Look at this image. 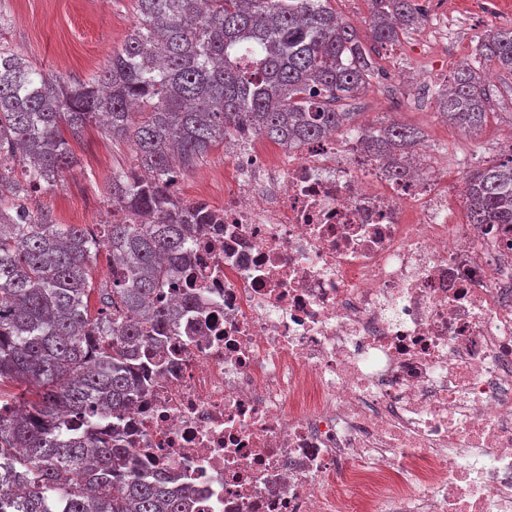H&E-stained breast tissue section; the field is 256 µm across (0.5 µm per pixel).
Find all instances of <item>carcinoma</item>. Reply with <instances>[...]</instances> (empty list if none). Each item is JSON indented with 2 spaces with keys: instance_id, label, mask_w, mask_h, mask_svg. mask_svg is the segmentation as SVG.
<instances>
[{
  "instance_id": "obj_1",
  "label": "carcinoma",
  "mask_w": 512,
  "mask_h": 512,
  "mask_svg": "<svg viewBox=\"0 0 512 512\" xmlns=\"http://www.w3.org/2000/svg\"><path fill=\"white\" fill-rule=\"evenodd\" d=\"M330 0H135L137 19L87 83L70 84L0 48V512H189L190 486L141 468L116 438L140 370L184 308L164 299L186 243L216 214L174 191L217 143L243 132L301 148L355 127L336 107L374 72L356 30ZM372 38L392 44L422 20L415 0H370ZM475 62L512 72V28L487 33ZM489 92L463 66L440 112L482 126ZM98 121L131 143L135 167L112 173V219L90 231L33 210L78 166L70 141ZM366 148L400 178L420 132L362 127ZM472 224L512 225V154L464 177ZM110 277L93 287L99 255ZM98 290L92 316L88 295Z\"/></svg>"
}]
</instances>
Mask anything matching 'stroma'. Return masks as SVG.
I'll return each mask as SVG.
<instances>
[{"instance_id": "35a3bbf8", "label": "stroma", "mask_w": 512, "mask_h": 512, "mask_svg": "<svg viewBox=\"0 0 512 512\" xmlns=\"http://www.w3.org/2000/svg\"><path fill=\"white\" fill-rule=\"evenodd\" d=\"M420 25L391 46L373 42L367 19L369 0H331L337 15L355 26L376 64L366 89L345 108L355 122H375L393 112L400 124L415 128L423 143L448 148V182L456 184L468 166L491 164L512 152V76L497 71L489 81L488 120L478 131L451 124L437 106L461 59H473L479 38L512 27V0H484L481 18H473L471 0H417ZM136 20L134 0H0V47L24 54L46 73L85 83L120 48ZM80 165L58 186L39 193L37 201L60 223L87 226L111 207L103 195L113 171L134 166L129 143L112 141L98 124L89 125L72 142ZM224 147L215 145L195 170L184 177L181 192L190 199L215 200L224 194Z\"/></svg>"}]
</instances>
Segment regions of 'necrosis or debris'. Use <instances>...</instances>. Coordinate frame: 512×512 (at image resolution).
<instances>
[{"mask_svg": "<svg viewBox=\"0 0 512 512\" xmlns=\"http://www.w3.org/2000/svg\"><path fill=\"white\" fill-rule=\"evenodd\" d=\"M419 148L243 139L120 425L192 512H512V226Z\"/></svg>", "mask_w": 512, "mask_h": 512, "instance_id": "necrosis-or-debris-1", "label": "necrosis or debris"}]
</instances>
